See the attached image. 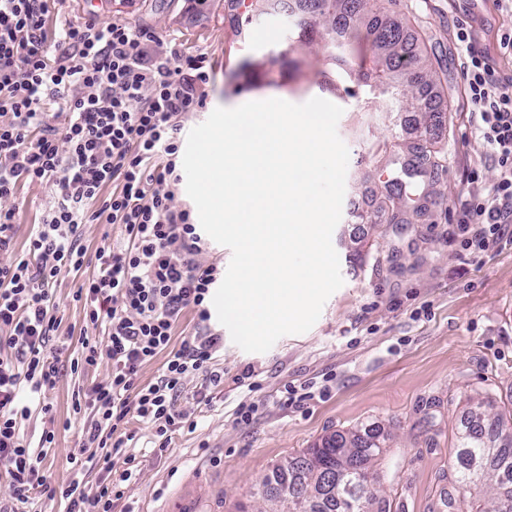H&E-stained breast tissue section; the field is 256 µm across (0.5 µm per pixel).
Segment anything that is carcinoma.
<instances>
[{
	"mask_svg": "<svg viewBox=\"0 0 512 512\" xmlns=\"http://www.w3.org/2000/svg\"><path fill=\"white\" fill-rule=\"evenodd\" d=\"M296 15L305 31L323 27L339 73L369 92L391 89L410 96L411 108L420 114L419 136L438 122L424 102L431 75L422 51L407 43L402 23L387 13L383 0H297ZM455 440L449 481L477 489L465 501V512H512V416L491 417L476 407ZM383 448L378 432L333 434L303 455L284 459L263 477L261 492L277 503L274 512H387L382 502H370L367 490L346 499L336 495L344 480L364 479ZM486 494L490 509L482 504Z\"/></svg>",
	"mask_w": 512,
	"mask_h": 512,
	"instance_id": "cac0c4a2",
	"label": "carcinoma"
}]
</instances>
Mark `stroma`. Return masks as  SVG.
I'll return each instance as SVG.
<instances>
[{
  "instance_id": "stroma-1",
  "label": "stroma",
  "mask_w": 512,
  "mask_h": 512,
  "mask_svg": "<svg viewBox=\"0 0 512 512\" xmlns=\"http://www.w3.org/2000/svg\"><path fill=\"white\" fill-rule=\"evenodd\" d=\"M453 2L399 0L395 9L429 52L432 104L442 114L421 158L409 151L417 137L414 112L397 96L357 95L352 84L338 82L319 31L295 26L294 0H207L200 8L190 0H58L48 28L64 19L119 22L157 36L151 55L205 57L206 104L185 116V129L218 107L323 96L344 110L337 131L350 154L332 235L343 286L309 331L282 337L265 353L244 352L210 318L221 336L213 363L224 371L223 385L202 373L186 378L176 406L197 427L171 432L167 444L138 418L119 428L128 442L112 467L131 469L132 477L113 497L112 512H238L242 503L267 512L258 484L280 461L326 436L370 427L385 437L371 471L389 512H448L449 501L467 500V490L448 482L453 434L476 401L493 414L512 409V223L486 250L464 251L458 219L471 173L479 171L488 186L498 169L466 108L455 36L462 17ZM266 24L284 32L275 66L250 42L252 30ZM369 198L383 206V218L366 207ZM51 200L49 186H19L11 200L13 252L27 248ZM85 278L62 274L54 290L58 335L70 346L45 393L56 433L42 467L55 487L76 477L70 458L80 450L84 419L74 415L73 398L112 373L107 363L70 370L80 339L102 336L73 299ZM312 383L320 392L286 401V387ZM242 403L256 408L246 422L237 417Z\"/></svg>"
}]
</instances>
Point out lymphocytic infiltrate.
I'll list each match as a JSON object with an SVG mask.
<instances>
[{"label":"lymphocytic infiltrate","mask_w":512,"mask_h":512,"mask_svg":"<svg viewBox=\"0 0 512 512\" xmlns=\"http://www.w3.org/2000/svg\"><path fill=\"white\" fill-rule=\"evenodd\" d=\"M55 3L0 0V252L9 255L0 262V478L12 489L0 512H20L40 490L67 500V512H112L113 495L132 476L112 471V453L125 445L118 427L133 414L165 436L190 422L175 406L188 375L202 371L213 384L224 381L211 365L220 338L207 325L205 306L218 269L198 262L207 243L191 210L175 203L182 122L204 106L208 75L200 58L148 59L153 35L124 24L67 20L49 32ZM456 38L476 129L499 169L488 192L474 191L462 208L461 227H480L466 245L482 251L512 223V77L494 62L512 58V29L501 34L494 57L466 25H458ZM49 104L62 123L48 120ZM24 181L50 185L53 202L27 251L14 255L17 212L9 201ZM109 184L112 194L103 195ZM84 224L117 225L123 235L122 245L106 240L97 247V267L74 296L105 338L82 339L72 370L112 365L110 379L72 405L85 418L83 451L71 458L75 471L97 467L109 475L91 493L76 479L48 485L42 455L21 433L32 409L19 397L56 383L53 287L85 265L78 233ZM189 308L198 309L202 325L173 348L174 326ZM161 353L166 362L157 382L137 387L140 367Z\"/></svg>","instance_id":"obj_1"}]
</instances>
